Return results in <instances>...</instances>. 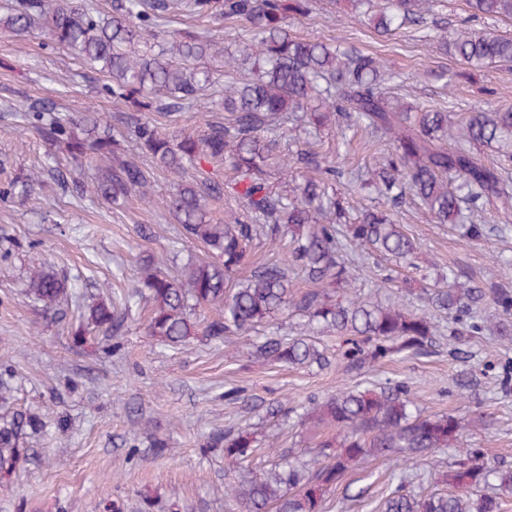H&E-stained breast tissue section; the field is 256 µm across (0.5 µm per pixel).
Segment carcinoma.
I'll return each mask as SVG.
<instances>
[{
  "mask_svg": "<svg viewBox=\"0 0 512 512\" xmlns=\"http://www.w3.org/2000/svg\"><path fill=\"white\" fill-rule=\"evenodd\" d=\"M477 20L512 19V0H467ZM313 0H121L104 19L73 0H13L0 16V32L23 39L38 30L63 46L89 68L109 78L112 98L125 103L115 126L98 113L91 124L61 113L51 98L26 107L35 133L52 147H63L74 166L87 173L75 186L80 196H98L112 204L137 195L153 202L152 180L124 142L132 140L156 167L181 177L165 207L180 224L181 235L200 244L204 256L176 276L163 263L138 259L132 295L151 302L146 329L167 347L190 338L226 340L248 336L288 311L307 318L306 334L284 339L269 336L255 353L270 363L324 367L329 364L317 337L343 338L342 356L350 370L402 354H428L435 347L436 323L425 312L398 301L363 299L355 291L359 267L347 253L367 250L407 261L419 245L394 220L407 196L416 197L438 224H461L462 238H488L478 216L486 201L512 209V184L502 172L483 164L469 149L448 150V142L493 147L512 163V109L468 113L455 123L446 110L418 107L411 111L391 103L384 86L398 75L383 62L355 48L299 39L288 27L312 12ZM433 0H387L385 10L370 18L374 29L389 35L407 25H421ZM186 11L216 23H246L227 35L203 36L168 28V16ZM448 49L469 69L480 71L495 62L512 63V37L488 26L469 27L443 36ZM219 57L224 72L245 70L251 77L226 81L220 103L224 118L210 115L202 102L214 86L212 70L199 64ZM201 107L198 134L165 131L153 115L170 116ZM316 130L332 126L341 140L364 127L387 137L394 148L376 179L353 177L370 188L378 204L356 215L329 194L346 175L341 163L314 150H281L284 125L294 116ZM228 164L229 182L188 174L203 165ZM230 196L239 208L224 213V223L210 217L209 203ZM262 241L283 257L251 266L253 242ZM299 270L315 284L292 290L291 274ZM27 294L46 313L59 314L75 298L66 280L44 266L31 270ZM421 300L448 319V355L459 358L468 336L512 322V286L487 281H461L450 267L422 289ZM210 309L201 316L197 310ZM128 310L99 299L85 305L72 340L83 344L119 336ZM304 420L334 429L316 444L317 459L288 458L277 468L247 469L224 482V496L240 512H324L327 493L355 466L370 459L397 455L407 462L441 448L455 449L448 470V490L414 493L405 481L390 486L380 512H501L500 493L512 491V468L489 464L490 450L460 448L466 424L457 416L426 413L416 407L408 386L387 381L373 389L340 388L325 399L312 400ZM39 415L15 412L0 417V480L10 477L27 449L22 440L41 431ZM202 447L221 448L224 457L245 462L260 447L246 427L215 429Z\"/></svg>",
  "mask_w": 512,
  "mask_h": 512,
  "instance_id": "cac0c4a2",
  "label": "carcinoma"
}]
</instances>
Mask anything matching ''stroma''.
Instances as JSON below:
<instances>
[{
  "instance_id": "stroma-1",
  "label": "stroma",
  "mask_w": 512,
  "mask_h": 512,
  "mask_svg": "<svg viewBox=\"0 0 512 512\" xmlns=\"http://www.w3.org/2000/svg\"><path fill=\"white\" fill-rule=\"evenodd\" d=\"M473 20L466 0H436L434 20L379 35L349 0H315L313 12L291 23L298 38L335 40L377 54L403 77L391 92L402 104L448 108L455 119L473 109L512 107V64L495 63L479 71L454 56L439 52L432 37L463 29ZM40 32L23 42L0 35V188L11 179L32 181L30 196L0 202V367L10 368L14 390L0 401V413L28 410L47 423L44 432L27 436V456L15 475L0 482V512H105L106 501H118L122 512H238L222 493L225 480L240 465L223 450H203L206 434L216 428L246 427L258 439H277L282 453L308 459L317 449L320 429L302 423L310 400L340 386L363 388L389 380L406 382L416 404L432 413L464 419L486 416L489 425L468 431L472 448L492 449L498 461L512 466V387L501 388L505 348L489 335L469 337L468 361L449 357L446 343H437L429 357L408 355L370 367L350 370L336 357V336L322 342L335 359L330 367L291 368L249 360L250 342L266 335L288 338L301 334L303 321L283 314L258 328L250 338L223 343L190 339L176 348H162L146 334L150 306H133L116 342L100 339L73 347L70 319L45 316L27 298L32 267L47 264L67 277L86 296L121 294L137 277L133 258L145 252L164 258L165 268L178 274L201 246L177 243L180 229L163 206L176 192L178 176L158 171L153 193L159 205L147 208L138 198L120 206L81 200L75 189L61 188L49 169L80 180L65 151L41 141L26 120V104L51 97L67 111H96L119 118L124 107L105 89L106 77L93 73L62 47H47ZM368 135L356 130L350 144L330 130L308 134L289 127L287 147L296 151L317 146L341 154L345 165L370 173L378 168L390 145L387 138L367 146ZM481 221L508 225L506 235L490 242H468L450 224L435 223L420 203L407 201L398 222L420 243L412 263L353 254L364 278H389L390 286L422 277L436 278L448 265L475 278L512 283V214L486 205ZM474 373L477 394L460 397L456 378ZM244 391L243 399L226 394ZM282 406L268 417L264 403ZM66 424L59 433L58 424ZM166 435L167 452L151 448V433ZM454 459L444 448L407 465L377 458L349 472L326 496L325 512H376L388 487L406 478L415 493L443 489L441 476Z\"/></svg>"
}]
</instances>
